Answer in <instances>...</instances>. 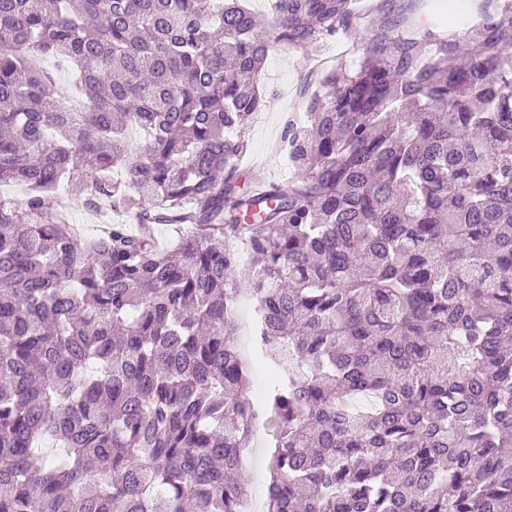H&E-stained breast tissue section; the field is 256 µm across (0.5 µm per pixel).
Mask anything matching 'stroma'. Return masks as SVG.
Wrapping results in <instances>:
<instances>
[{"mask_svg": "<svg viewBox=\"0 0 512 512\" xmlns=\"http://www.w3.org/2000/svg\"><path fill=\"white\" fill-rule=\"evenodd\" d=\"M370 36V31L363 30L347 43L334 39L315 54L292 50L284 44L270 50L260 75L265 103L244 131L249 148L238 162L242 182L259 181L271 186L287 181L291 168L283 150V135L288 117L303 111L306 96L314 89L321 71L356 67L362 56L361 44ZM55 198L88 236L97 234L100 225L110 222L130 227L135 224L132 215L121 211L116 213L105 207L87 210L82 195L72 188L60 187Z\"/></svg>", "mask_w": 512, "mask_h": 512, "instance_id": "35a3bbf8", "label": "stroma"}]
</instances>
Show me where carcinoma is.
Masks as SVG:
<instances>
[{
	"label": "carcinoma",
	"mask_w": 512,
	"mask_h": 512,
	"mask_svg": "<svg viewBox=\"0 0 512 512\" xmlns=\"http://www.w3.org/2000/svg\"><path fill=\"white\" fill-rule=\"evenodd\" d=\"M277 2L0 0V512H238L259 424L264 512H512V0L424 34ZM375 26L288 117L293 177L241 185L270 49ZM65 184L138 231L81 237ZM247 251V250H246ZM248 270L242 267L240 260L237 256L236 277L238 288H240V295L237 303L239 309L238 317L242 322L249 323L254 316L255 300L251 295V280L248 278V271L251 267V254L247 251ZM254 336V335H249ZM249 336H242L239 335V329H238V335H237V344L239 347V350L241 351L242 355L245 356L248 361L251 363L252 372H251V383L252 388H258V391H256L253 400L257 403L262 402L265 399L266 396V388H265V382L263 381V373L261 370L258 369L257 366H255L254 362H252L248 358V352H252L253 347V338H249ZM263 381V383H262ZM262 383V384H261ZM261 384V385H260Z\"/></svg>",
	"instance_id": "obj_1"
}]
</instances>
